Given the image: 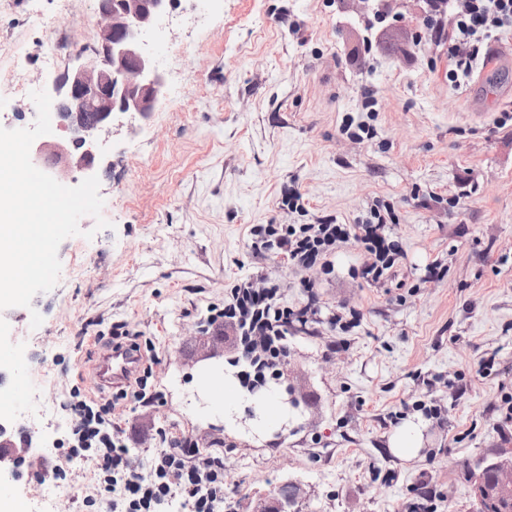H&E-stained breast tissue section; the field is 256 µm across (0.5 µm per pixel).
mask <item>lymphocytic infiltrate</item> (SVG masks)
Segmentation results:
<instances>
[{
  "mask_svg": "<svg viewBox=\"0 0 512 512\" xmlns=\"http://www.w3.org/2000/svg\"><path fill=\"white\" fill-rule=\"evenodd\" d=\"M431 19L437 41L448 45L453 66L448 81L460 87L482 58V46L493 32L512 28V0H433ZM390 208L374 201L367 214L353 224L322 217L311 224H253L249 247L256 256L280 257L286 268L301 274L307 293L298 308L281 300L280 281L261 271L237 279L224 295L223 306L211 308L206 330L234 339L236 354L229 358L240 385L247 390L282 376L293 329L327 322L347 331L360 320L349 314L324 312L316 289V275H331V261L344 243L356 241L364 260L354 275L372 287H385L405 251L392 232ZM74 415L67 439L72 471L83 462L95 467L97 489L84 500L95 512H229L224 496V461L188 438L154 434L148 454L129 453L126 428L112 422L108 406L88 399L81 391L69 394Z\"/></svg>",
  "mask_w": 512,
  "mask_h": 512,
  "instance_id": "lymphocytic-infiltrate-1",
  "label": "lymphocytic infiltrate"
}]
</instances>
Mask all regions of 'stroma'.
<instances>
[{
  "instance_id": "obj_1",
  "label": "stroma",
  "mask_w": 512,
  "mask_h": 512,
  "mask_svg": "<svg viewBox=\"0 0 512 512\" xmlns=\"http://www.w3.org/2000/svg\"><path fill=\"white\" fill-rule=\"evenodd\" d=\"M96 10V0H0V40L18 47L0 61V127L31 126L30 91L55 93L86 61L76 46L97 37ZM427 16L426 0L372 28L349 0H177L145 34L168 92L149 122L123 117L92 146L109 228L86 216L61 243L60 279L36 296L39 328L23 307L0 319V347L38 360L19 371L31 400L11 420L47 455L68 436L71 388L111 398L92 372L122 322L154 344L162 398L120 401L113 421L191 437L223 458L237 512H259L289 483L300 512H409L423 474L434 512H476L473 475L512 439L501 416L512 395V122L497 123L512 104V30L486 42L484 67L457 90ZM51 26L75 48L62 67L41 53ZM367 89L369 145L338 131ZM292 179L314 217L353 224L373 200L389 203L406 256L374 288L351 278L361 247L337 251L320 302L360 311L361 323L292 331L282 370L300 406L287 431L265 435L225 417L247 405L202 324L225 284L261 269L282 276L288 305L306 302L299 276L278 257H252L247 239L252 224L298 223L282 205ZM435 261L444 275L425 280ZM490 355L497 372L479 375ZM430 400L438 417L414 408ZM409 424L421 451L402 461L388 438ZM44 481L51 512H85L96 477L88 465L75 483Z\"/></svg>"
}]
</instances>
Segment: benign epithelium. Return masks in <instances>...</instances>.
<instances>
[{"instance_id":"7a95c632","label":"benign epithelium","mask_w":512,"mask_h":512,"mask_svg":"<svg viewBox=\"0 0 512 512\" xmlns=\"http://www.w3.org/2000/svg\"><path fill=\"white\" fill-rule=\"evenodd\" d=\"M175 0H98V47L94 60L78 67L66 80L65 101L56 104L57 116L65 121L71 143L90 144L107 131L117 114L143 121L151 119L166 97V78L153 57L143 48V34ZM33 161L50 169L58 182L67 179L75 166L92 176L95 155L89 149L73 152L66 142H40L32 146ZM0 420V474L13 476L22 465L36 476L48 474L38 436L28 437L18 447L3 436L10 426ZM493 484L479 476L473 487L478 503L493 508L512 499V448L499 450L487 463Z\"/></svg>"}]
</instances>
